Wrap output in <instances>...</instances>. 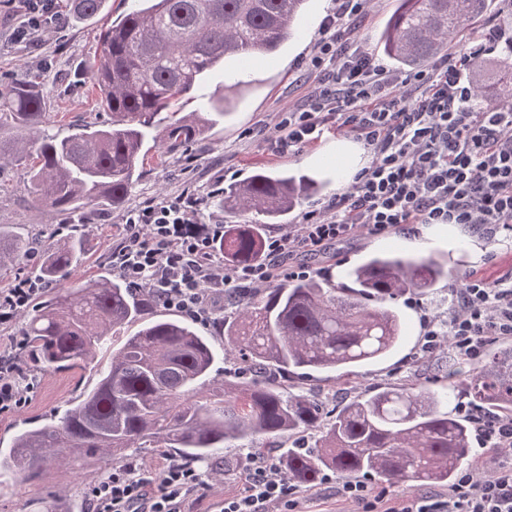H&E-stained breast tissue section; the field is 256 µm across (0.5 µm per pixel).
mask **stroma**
Masks as SVG:
<instances>
[{
	"mask_svg": "<svg viewBox=\"0 0 512 512\" xmlns=\"http://www.w3.org/2000/svg\"><path fill=\"white\" fill-rule=\"evenodd\" d=\"M130 6L131 0H105L96 19L76 18L64 28L18 42L13 31L25 19L29 4L27 0H0V79L8 81L25 73L41 75L39 91L47 105L48 131L68 124L93 126L107 120V112L91 91L87 72L100 51L102 25L123 16ZM333 6L334 0H307L301 34L287 41L281 51L246 66L238 59H226L223 67L208 73L190 97L181 100V112H203L211 101L223 95L231 78L242 82L235 106L224 122L210 127L187 151L147 161L124 209L74 216V223L79 224L89 243L88 258L78 272L80 278L109 272L108 256L128 210L148 200L176 194L188 185L208 199L200 214L204 224H223L228 220L223 208L208 198L217 183L236 182L258 167L298 169L329 179L325 194L302 200L289 214L292 224L298 223L303 212L327 204L347 189L348 180L336 173L337 152L346 147L358 165L368 161L366 151L353 134L330 131L297 153L276 152L261 135L263 129L273 126L279 112L306 101L311 82L304 77L301 63L310 56L322 22ZM396 6L397 0H370L358 20L357 38L364 51L377 53L378 34ZM0 179L5 182L0 188V224H20L34 235L55 227L61 234L69 233L70 227L64 225L56 210L29 206L22 169L5 170ZM405 250L424 257L449 255L448 277L433 295L398 300L406 325L404 343L389 361L358 368L354 393L405 378H428L434 366L448 362L453 353L444 339L439 340L433 352H422L425 317L448 319L455 310L456 291L466 278H479L492 286L512 276V241L456 224H418L412 230L393 234L361 233L327 245L310 256L308 262L314 268V276L338 285L344 280V269L357 264L366 253ZM35 378L39 387L32 402L19 411L0 414V448L9 447L19 430L51 422L69 401L97 382L98 374L96 366L89 364L39 372ZM227 458L235 467L220 475L206 466H198L204 488L197 494L190 512H217L225 497L241 492L247 453L232 448ZM105 476L104 468L97 462L76 470L53 465L35 479L2 471L0 512H47L57 496L69 503L72 512H89L87 491ZM336 482V476L331 475L317 486L303 490L301 512H354L352 504L337 497Z\"/></svg>",
	"mask_w": 512,
	"mask_h": 512,
	"instance_id": "35a3bbf8",
	"label": "stroma"
}]
</instances>
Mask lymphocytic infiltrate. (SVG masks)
<instances>
[{
  "instance_id": "lymphocytic-infiltrate-1",
  "label": "lymphocytic infiltrate",
  "mask_w": 512,
  "mask_h": 512,
  "mask_svg": "<svg viewBox=\"0 0 512 512\" xmlns=\"http://www.w3.org/2000/svg\"><path fill=\"white\" fill-rule=\"evenodd\" d=\"M367 2L336 0L305 62L313 91L306 104L280 113L271 134L278 151L290 152L320 139L330 122L353 133L369 163L350 186L305 212L300 223L268 236L264 260L244 266L218 258L224 227L198 223L205 199L195 189L151 200L127 214L112 244L113 273L164 307L207 324L218 299L280 278H308L312 270L299 255L359 232L380 235L410 224L512 230V110L471 107L461 56L394 75L358 44L356 21ZM47 289L36 278L1 288L0 325L16 321ZM441 336L466 361L483 357L487 338L512 336V279L492 287L467 279L452 318L427 324V346ZM36 389V380L0 353V414L28 406ZM200 486L195 469L183 463H168L155 477L129 464L90 489V512H187ZM340 491L358 512H512V465L484 478L461 471L446 494H407L398 508L361 482H345ZM299 494L273 459L254 456L244 491L225 498L220 512H296Z\"/></svg>"
}]
</instances>
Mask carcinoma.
Here are the masks:
<instances>
[{
  "label": "carcinoma",
  "instance_id": "cac0c4a2",
  "mask_svg": "<svg viewBox=\"0 0 512 512\" xmlns=\"http://www.w3.org/2000/svg\"><path fill=\"white\" fill-rule=\"evenodd\" d=\"M145 2L100 32L91 78L112 114L108 128L78 125L67 135L51 134L35 80L22 77L0 91L6 105L0 126L10 121L32 133L9 152L0 143V171L24 169L32 205L65 217L96 206L121 208L148 160L146 143L167 154L186 149L226 115L230 97L212 112H188L163 127L161 111L176 106L225 58L247 61L278 50L297 31L306 0ZM101 5L68 0L60 20L94 17ZM494 8L495 0H399L379 50L393 65L414 69L474 34ZM469 84L473 100L512 107V52L473 57ZM327 187L301 171L255 169L218 198L232 220L217 252L228 264L260 262L269 226L288 223L299 200ZM246 214L253 218L240 221ZM37 246L43 251L38 279L51 284L53 295L33 311L14 351L17 364L44 371L79 366L95 359L109 335L112 352L96 384L57 421L15 435L0 469L32 479L73 455L90 463L122 459L131 448H174L182 460L219 473L226 448H273L301 488L328 471L449 486L472 461L475 421L512 420V346L488 352L475 368L447 365L424 382L380 387L327 413L303 386L299 369L326 372L333 385L347 389L351 368L395 352L403 338L395 303L407 294L434 293L448 276L435 258L382 252L349 268L343 288L309 278L245 293L224 319L219 349L192 322L146 314L161 303L116 276L75 278L88 253L76 229L39 239L0 224V269L23 264ZM229 351L238 367L224 375L220 394L199 396L215 359ZM459 387L470 397L468 417L449 408Z\"/></svg>",
  "mask_w": 512,
  "mask_h": 512
}]
</instances>
